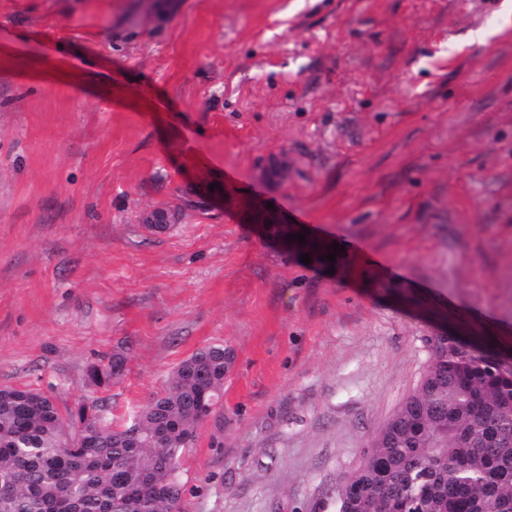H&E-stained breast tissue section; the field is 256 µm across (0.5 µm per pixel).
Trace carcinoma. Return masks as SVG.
I'll list each match as a JSON object with an SVG mask.
<instances>
[{
	"mask_svg": "<svg viewBox=\"0 0 512 512\" xmlns=\"http://www.w3.org/2000/svg\"><path fill=\"white\" fill-rule=\"evenodd\" d=\"M125 359L87 376L107 389ZM486 350L438 341L428 378L342 477L335 512H512V379ZM224 394V345L200 348L114 429L95 399L60 409L35 388L0 387V512H182L181 461Z\"/></svg>",
	"mask_w": 512,
	"mask_h": 512,
	"instance_id": "cac0c4a2",
	"label": "carcinoma"
}]
</instances>
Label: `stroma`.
I'll use <instances>...</instances> for the list:
<instances>
[{
    "instance_id": "1",
    "label": "stroma",
    "mask_w": 512,
    "mask_h": 512,
    "mask_svg": "<svg viewBox=\"0 0 512 512\" xmlns=\"http://www.w3.org/2000/svg\"><path fill=\"white\" fill-rule=\"evenodd\" d=\"M167 3L0 0V386L223 344L182 512H314L436 337L512 360V0Z\"/></svg>"
}]
</instances>
